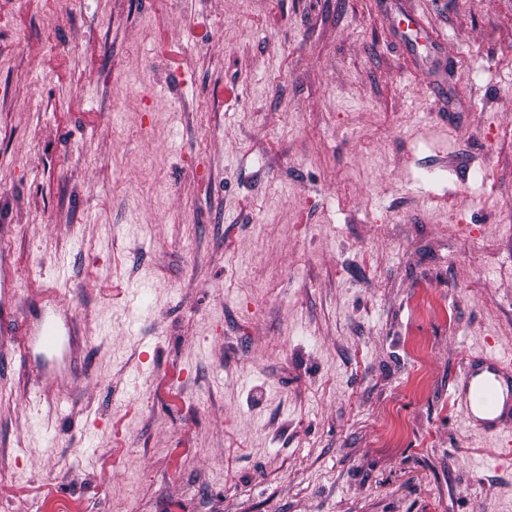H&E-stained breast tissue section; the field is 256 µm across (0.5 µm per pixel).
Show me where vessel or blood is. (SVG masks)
Wrapping results in <instances>:
<instances>
[{"label":"vessel or blood","instance_id":"b4317fda","mask_svg":"<svg viewBox=\"0 0 512 512\" xmlns=\"http://www.w3.org/2000/svg\"><path fill=\"white\" fill-rule=\"evenodd\" d=\"M16 293L13 288L12 252L0 239V333L13 315ZM75 323L63 306L42 318L33 331L32 342L44 351L57 348ZM453 398L468 428L496 434L512 427V362L488 353L469 356L454 388Z\"/></svg>","mask_w":512,"mask_h":512}]
</instances>
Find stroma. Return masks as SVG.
<instances>
[{"instance_id": "obj_1", "label": "stroma", "mask_w": 512, "mask_h": 512, "mask_svg": "<svg viewBox=\"0 0 512 512\" xmlns=\"http://www.w3.org/2000/svg\"><path fill=\"white\" fill-rule=\"evenodd\" d=\"M0 512H512V0H0ZM16 293L13 288V263L10 246L0 239V334H4L6 323L13 316ZM75 328L73 317L61 304H57L53 315L42 318L37 328L25 336H33L31 345L24 348L22 358L25 359L33 344L46 352H53L57 348L67 332L71 336V330ZM454 403L468 428L498 434L512 425V362L470 355L454 388Z\"/></svg>"}]
</instances>
